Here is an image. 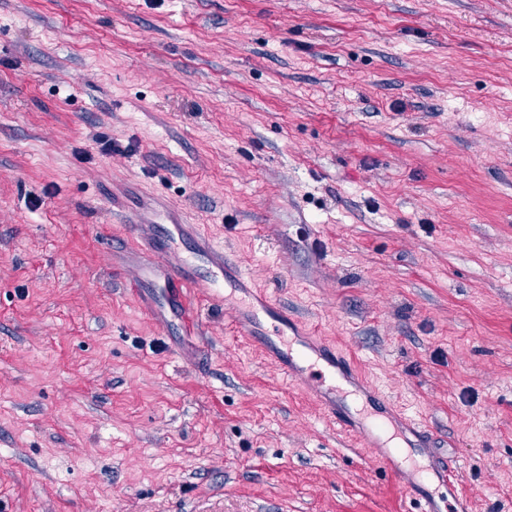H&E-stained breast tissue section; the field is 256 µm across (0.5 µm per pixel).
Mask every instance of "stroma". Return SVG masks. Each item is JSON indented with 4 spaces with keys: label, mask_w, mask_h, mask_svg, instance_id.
I'll return each mask as SVG.
<instances>
[{
    "label": "stroma",
    "mask_w": 512,
    "mask_h": 512,
    "mask_svg": "<svg viewBox=\"0 0 512 512\" xmlns=\"http://www.w3.org/2000/svg\"><path fill=\"white\" fill-rule=\"evenodd\" d=\"M139 208L512 512V0H0V512H417L223 302L144 311Z\"/></svg>",
    "instance_id": "35a3bbf8"
}]
</instances>
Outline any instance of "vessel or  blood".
<instances>
[{"instance_id":"obj_1","label":"vessel or blood","mask_w":512,"mask_h":512,"mask_svg":"<svg viewBox=\"0 0 512 512\" xmlns=\"http://www.w3.org/2000/svg\"><path fill=\"white\" fill-rule=\"evenodd\" d=\"M148 219L135 213L127 219L129 236L139 245L145 276L163 281L169 303L193 322V301L206 282L189 262H167L165 246L147 235ZM191 241L206 262L223 272L224 282L245 298L233 308V324L262 353L278 364L286 378L310 391L342 431L370 449L380 466L419 506V512H469L457 468L432 448L430 427L403 417L386 393L359 376L354 363L335 346L314 344L300 332L288 311L266 294L246 289L223 249L205 238Z\"/></svg>"}]
</instances>
